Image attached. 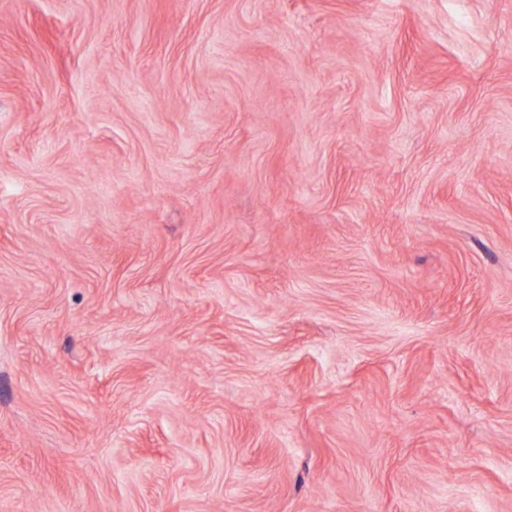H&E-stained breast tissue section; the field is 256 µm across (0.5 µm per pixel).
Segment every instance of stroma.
Segmentation results:
<instances>
[{"label": "stroma", "mask_w": 512, "mask_h": 512, "mask_svg": "<svg viewBox=\"0 0 512 512\" xmlns=\"http://www.w3.org/2000/svg\"><path fill=\"white\" fill-rule=\"evenodd\" d=\"M0 512H512V0H0Z\"/></svg>", "instance_id": "stroma-1"}]
</instances>
